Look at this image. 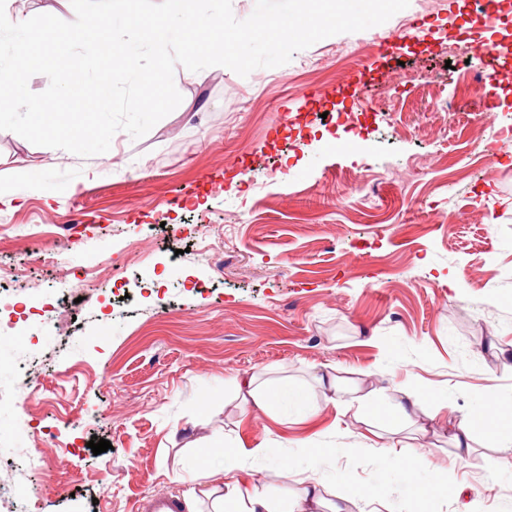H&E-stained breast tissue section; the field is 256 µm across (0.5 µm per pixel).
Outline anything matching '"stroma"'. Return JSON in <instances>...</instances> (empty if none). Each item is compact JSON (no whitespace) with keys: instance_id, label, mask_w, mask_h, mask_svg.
Wrapping results in <instances>:
<instances>
[{"instance_id":"35a3bbf8","label":"stroma","mask_w":512,"mask_h":512,"mask_svg":"<svg viewBox=\"0 0 512 512\" xmlns=\"http://www.w3.org/2000/svg\"><path fill=\"white\" fill-rule=\"evenodd\" d=\"M468 2L410 0L245 77L176 66L181 104L103 157L0 135L1 486L37 487L40 512L188 503L198 450L243 444L273 494L290 461L365 512H512V450L448 441V412H512V144L472 152L512 125V88L470 54ZM237 376L293 398L240 409ZM400 386L431 395L407 450L357 414ZM38 447L51 475L25 466ZM448 466L455 490L417 499Z\"/></svg>"}]
</instances>
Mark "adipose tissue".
I'll return each instance as SVG.
<instances>
[{
	"label": "adipose tissue",
	"mask_w": 512,
	"mask_h": 512,
	"mask_svg": "<svg viewBox=\"0 0 512 512\" xmlns=\"http://www.w3.org/2000/svg\"><path fill=\"white\" fill-rule=\"evenodd\" d=\"M427 396L421 388L407 386L398 389L388 403L373 401L364 396L369 413L376 415L385 427H392L401 417L409 416L411 411L423 409ZM507 423L500 414L480 410L454 420L451 428L458 453L466 454L471 450L475 432H482L492 444H501L503 431ZM263 448L233 447L224 451V468L219 471V483L209 491L212 512H318L322 503V485L319 480L299 476L297 468L285 467L286 476L292 477L294 487L290 492L287 508L271 500L267 494L255 485L249 484L242 475L241 460L264 456Z\"/></svg>",
	"instance_id": "ef3b65f1"
}]
</instances>
